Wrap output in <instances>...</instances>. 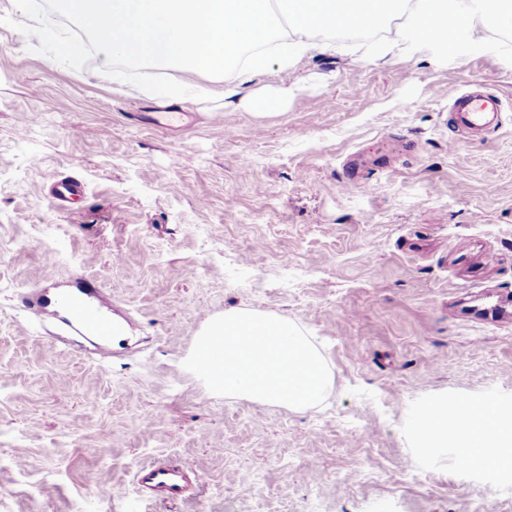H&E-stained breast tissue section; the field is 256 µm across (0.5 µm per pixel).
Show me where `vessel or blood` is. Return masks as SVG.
<instances>
[{"mask_svg": "<svg viewBox=\"0 0 512 512\" xmlns=\"http://www.w3.org/2000/svg\"><path fill=\"white\" fill-rule=\"evenodd\" d=\"M501 100L494 95H463L454 101V110L467 117L469 124L479 125L486 112L498 110ZM24 309L33 311L43 322L64 319L70 328L84 331L100 338L102 348H109V338L114 323L112 308L104 302L98 285L90 280H79L74 287L48 290H31L19 297ZM139 492L168 502L183 499L189 490V478L178 467L144 463L135 473Z\"/></svg>", "mask_w": 512, "mask_h": 512, "instance_id": "obj_1", "label": "vessel or blood"}]
</instances>
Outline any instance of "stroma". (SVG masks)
I'll use <instances>...</instances> for the list:
<instances>
[{"label":"stroma","instance_id":"35a3bbf8","mask_svg":"<svg viewBox=\"0 0 512 512\" xmlns=\"http://www.w3.org/2000/svg\"><path fill=\"white\" fill-rule=\"evenodd\" d=\"M0 0V512H512V475L424 455L414 422L448 395L512 400V65L490 52L386 62L337 43L237 76L183 68L161 98L31 52ZM503 102L477 136L454 97ZM210 101L199 100V93ZM186 111L176 130L144 120ZM83 182L57 207L52 185ZM348 181H366L361 193ZM94 280L128 334L106 360L21 292ZM233 309L317 338L322 404L212 393L184 366ZM161 461L191 501L140 497ZM100 493H92V484Z\"/></svg>","mask_w":512,"mask_h":512}]
</instances>
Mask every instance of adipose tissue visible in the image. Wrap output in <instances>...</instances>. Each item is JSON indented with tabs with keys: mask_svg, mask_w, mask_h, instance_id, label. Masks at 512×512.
<instances>
[{
	"mask_svg": "<svg viewBox=\"0 0 512 512\" xmlns=\"http://www.w3.org/2000/svg\"><path fill=\"white\" fill-rule=\"evenodd\" d=\"M423 451L451 448L474 471L512 472V408L483 399L439 401L420 413Z\"/></svg>",
	"mask_w": 512,
	"mask_h": 512,
	"instance_id": "ef3b65f1",
	"label": "adipose tissue"
}]
</instances>
